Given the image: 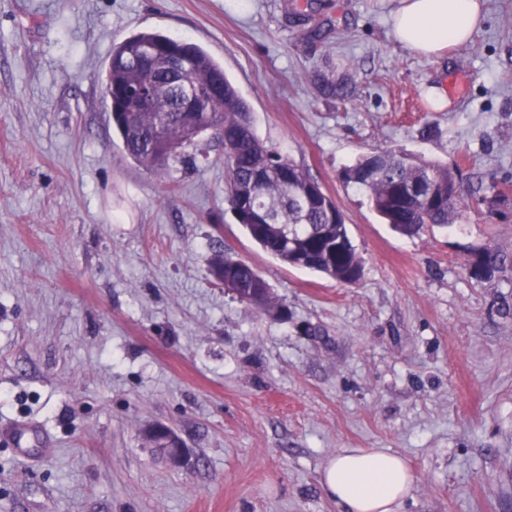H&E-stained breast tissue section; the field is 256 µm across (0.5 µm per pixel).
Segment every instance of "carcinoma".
<instances>
[{
	"mask_svg": "<svg viewBox=\"0 0 512 512\" xmlns=\"http://www.w3.org/2000/svg\"><path fill=\"white\" fill-rule=\"evenodd\" d=\"M172 58L178 59L190 85L217 84L203 111H176L185 91L170 79ZM103 98L112 100V121L125 153L150 171L165 170L201 136L214 133L224 148L226 199L253 241L292 267L346 284L361 278V258L335 201L311 192L309 173L258 137L249 105L199 46L159 33L127 38L112 49ZM341 179L363 190L371 208L404 235H416L428 224L448 227L471 210L455 170L402 151L363 154ZM501 263L498 252L486 247L473 261L471 275L490 279ZM210 274L217 281H231L239 301L251 305L264 296L267 309L282 311L265 292L269 284L248 263L219 252Z\"/></svg>",
	"mask_w": 512,
	"mask_h": 512,
	"instance_id": "obj_1",
	"label": "carcinoma"
}]
</instances>
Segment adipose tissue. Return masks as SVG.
<instances>
[{"label":"adipose tissue","instance_id":"adipose-tissue-1","mask_svg":"<svg viewBox=\"0 0 512 512\" xmlns=\"http://www.w3.org/2000/svg\"><path fill=\"white\" fill-rule=\"evenodd\" d=\"M479 0H399L394 38L434 56L465 43L480 21ZM414 475L404 459L382 449L345 448L320 472L325 496L340 512H400Z\"/></svg>","mask_w":512,"mask_h":512}]
</instances>
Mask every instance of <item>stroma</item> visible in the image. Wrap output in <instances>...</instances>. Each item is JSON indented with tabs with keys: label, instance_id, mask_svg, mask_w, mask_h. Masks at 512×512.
I'll return each mask as SVG.
<instances>
[{
	"label": "stroma",
	"instance_id": "obj_1",
	"mask_svg": "<svg viewBox=\"0 0 512 512\" xmlns=\"http://www.w3.org/2000/svg\"><path fill=\"white\" fill-rule=\"evenodd\" d=\"M481 4L427 57L393 37L397 0H0V512H338L319 478L343 448L406 459L401 512H512V0ZM148 32L221 63L336 200L357 284L251 240L216 140L161 173L126 155L105 69ZM373 148L456 169L466 220L383 224L339 178ZM489 246L505 266L471 277ZM219 249L287 315L217 285ZM152 433L158 434L171 448H164L169 463L174 467H181L186 464L187 454L178 435L171 429L157 427Z\"/></svg>",
	"mask_w": 512,
	"mask_h": 512
}]
</instances>
